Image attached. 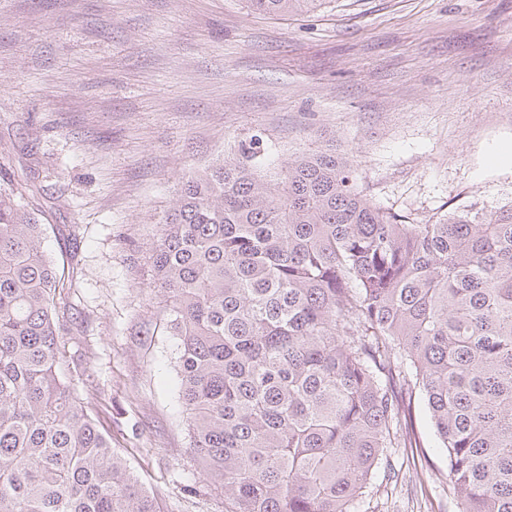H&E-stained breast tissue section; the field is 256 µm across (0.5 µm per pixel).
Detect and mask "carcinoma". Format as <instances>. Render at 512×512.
I'll return each instance as SVG.
<instances>
[{
  "mask_svg": "<svg viewBox=\"0 0 512 512\" xmlns=\"http://www.w3.org/2000/svg\"><path fill=\"white\" fill-rule=\"evenodd\" d=\"M321 0H248L265 14ZM258 138L182 181L151 249L189 453L224 512H355L424 396L457 512H512V206L407 224ZM0 189V512H162L64 368L75 268Z\"/></svg>",
  "mask_w": 512,
  "mask_h": 512,
  "instance_id": "carcinoma-1",
  "label": "carcinoma"
}]
</instances>
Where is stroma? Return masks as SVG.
<instances>
[{
    "label": "stroma",
    "mask_w": 512,
    "mask_h": 512,
    "mask_svg": "<svg viewBox=\"0 0 512 512\" xmlns=\"http://www.w3.org/2000/svg\"><path fill=\"white\" fill-rule=\"evenodd\" d=\"M268 148L333 150L377 206L424 224L512 206V0H0V188L30 185L77 267L67 362L163 512H224L188 453L178 341L150 250L183 178ZM356 512H455L423 400ZM321 1L323 0H248V3L256 12L276 15L289 12H308Z\"/></svg>",
    "instance_id": "obj_1"
}]
</instances>
